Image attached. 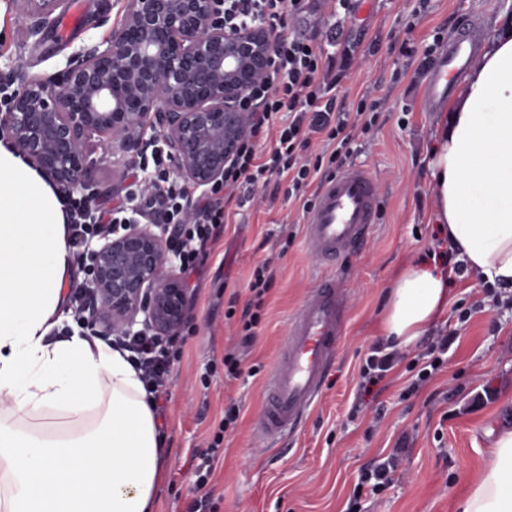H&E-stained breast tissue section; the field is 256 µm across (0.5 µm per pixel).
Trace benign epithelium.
Masks as SVG:
<instances>
[{
    "instance_id": "7a95c632",
    "label": "benign epithelium",
    "mask_w": 512,
    "mask_h": 512,
    "mask_svg": "<svg viewBox=\"0 0 512 512\" xmlns=\"http://www.w3.org/2000/svg\"><path fill=\"white\" fill-rule=\"evenodd\" d=\"M65 0H12L28 38L41 37ZM274 33L224 27V0H125L120 29L73 54L50 75L8 64L0 85L13 88L0 114L7 140L65 195L99 196L91 179L95 150L139 155L164 145L175 175L196 190L224 180L246 137L240 102L264 74ZM171 225L132 221L84 242L91 278L84 323L105 336L135 326L160 336L180 331L186 288Z\"/></svg>"
}]
</instances>
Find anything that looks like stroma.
I'll list each match as a JSON object with an SVG mask.
<instances>
[{
	"instance_id": "35a3bbf8",
	"label": "stroma",
	"mask_w": 512,
	"mask_h": 512,
	"mask_svg": "<svg viewBox=\"0 0 512 512\" xmlns=\"http://www.w3.org/2000/svg\"><path fill=\"white\" fill-rule=\"evenodd\" d=\"M415 0H361L343 37L359 58L336 89L338 103L361 95L380 101L376 127L356 135L349 165L369 172L379 189L378 222L366 241L330 265L308 249L306 214L300 203L277 191H260L254 203L230 206L223 236L212 245L187 284L185 341L173 359L170 393L158 420L167 438V463L157 489V512H189L197 497L202 452L228 404L239 417L224 434L223 451L212 462L209 512H457L471 478L484 465L503 423L512 421V288L491 301L473 275L448 283L450 307L437 329L458 333L441 371L423 389L408 392L412 374L398 366L378 384L363 383L360 366L380 338L386 289L410 265L434 267L443 235L432 221L433 185L427 166L432 133L441 114L429 109L416 72L425 45L447 47L459 19L483 32L512 14V0H429L411 44L402 56L397 20ZM82 9L81 24L64 31L54 22L41 39L24 34L15 10L5 12L0 64L33 74L62 69L81 47L108 40L119 29L124 0H66ZM376 54H369L372 41ZM152 167L139 159L100 155L93 170L100 202L114 206L133 182L148 183ZM272 258L274 284L254 342L242 356V375L224 376V355L239 338L225 324L231 291H243L253 267ZM340 279L348 300L344 335L308 418L289 436L258 437L254 423L296 314L318 279ZM471 311L468 322L458 320ZM403 445L392 482L378 493L358 489L360 476Z\"/></svg>"
}]
</instances>
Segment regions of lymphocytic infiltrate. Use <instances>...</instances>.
Returning <instances> with one entry per match:
<instances>
[{
    "instance_id": "obj_1",
    "label": "lymphocytic infiltrate",
    "mask_w": 512,
    "mask_h": 512,
    "mask_svg": "<svg viewBox=\"0 0 512 512\" xmlns=\"http://www.w3.org/2000/svg\"><path fill=\"white\" fill-rule=\"evenodd\" d=\"M306 0H225L224 24H263L275 34L271 61L266 73L247 92L244 108L249 114V133L239 144L234 159L224 169L223 183L197 195L170 180L166 171L172 160L153 151L156 178L150 186L146 208H160L165 223L179 229L174 240L181 253V269L192 273L202 265L209 245L224 231L226 207L230 201L250 202L257 189L267 187L272 177H287L288 193L299 199L303 209L314 201L307 189L315 180H326L347 164L354 133H369L376 125L379 104L361 96L352 110L338 106L332 92L346 77L355 49L342 47L326 52L324 43L290 32L295 16L304 12ZM288 122L276 125L279 113ZM277 128L274 146L267 153L259 148L270 128ZM321 140L324 151L310 154L312 140ZM124 205L95 206L85 201L69 205V244L78 247L82 238L120 223ZM274 281L270 261L257 264L246 285L247 301L231 294L224 312L236 322L243 344H251L259 326L265 297ZM182 342L181 335L168 337L145 333L120 336L115 348L130 352L141 378L154 397L166 396L171 378L172 354Z\"/></svg>"
}]
</instances>
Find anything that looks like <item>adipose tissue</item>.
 <instances>
[{
  "instance_id": "ef3b65f1",
  "label": "adipose tissue",
  "mask_w": 512,
  "mask_h": 512,
  "mask_svg": "<svg viewBox=\"0 0 512 512\" xmlns=\"http://www.w3.org/2000/svg\"><path fill=\"white\" fill-rule=\"evenodd\" d=\"M433 133V220L469 272L512 288V19L472 58ZM67 201L0 140V512H155L166 467L153 396L125 352L83 328L54 340L73 261ZM451 268L408 267L387 341L407 345L449 304ZM459 512H512V426Z\"/></svg>"
}]
</instances>
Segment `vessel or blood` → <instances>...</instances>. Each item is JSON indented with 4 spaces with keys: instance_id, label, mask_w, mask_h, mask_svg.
I'll list each match as a JSON object with an SVG mask.
<instances>
[{
    "instance_id": "1",
    "label": "vessel or blood",
    "mask_w": 512,
    "mask_h": 512,
    "mask_svg": "<svg viewBox=\"0 0 512 512\" xmlns=\"http://www.w3.org/2000/svg\"><path fill=\"white\" fill-rule=\"evenodd\" d=\"M480 39L479 29L461 24L455 38L431 65L424 87L427 104L443 101ZM379 197L371 175L350 166L322 185L306 218L305 237L322 261L335 263L369 235L378 218ZM346 297L336 276L321 278L301 305L283 340L282 352L266 383L268 402L255 422L258 434L274 440L292 430L317 404L337 346L344 334Z\"/></svg>"
}]
</instances>
